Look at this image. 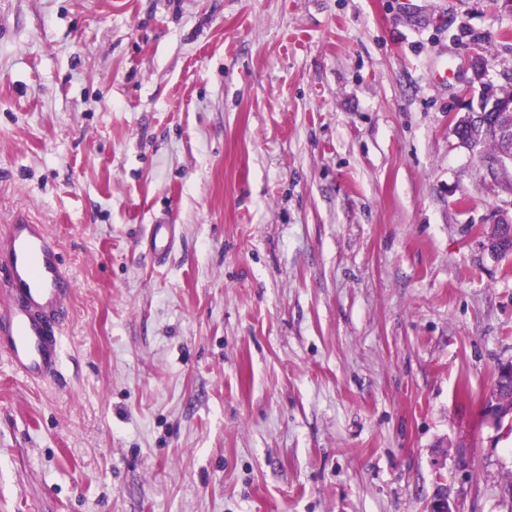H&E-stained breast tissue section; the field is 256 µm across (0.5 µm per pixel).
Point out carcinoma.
Listing matches in <instances>:
<instances>
[{"label": "carcinoma", "mask_w": 512, "mask_h": 512, "mask_svg": "<svg viewBox=\"0 0 512 512\" xmlns=\"http://www.w3.org/2000/svg\"><path fill=\"white\" fill-rule=\"evenodd\" d=\"M475 132L480 136L481 161L488 170L494 172L498 164H508L506 156L512 151V83L482 84L479 110L469 111L467 120L458 127V135L465 139ZM495 238L494 254L512 253V223L498 225Z\"/></svg>", "instance_id": "1"}]
</instances>
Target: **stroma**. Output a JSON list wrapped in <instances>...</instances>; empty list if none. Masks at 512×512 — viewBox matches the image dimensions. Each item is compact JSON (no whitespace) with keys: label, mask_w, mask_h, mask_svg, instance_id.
I'll return each instance as SVG.
<instances>
[{"label":"stroma","mask_w":512,"mask_h":512,"mask_svg":"<svg viewBox=\"0 0 512 512\" xmlns=\"http://www.w3.org/2000/svg\"><path fill=\"white\" fill-rule=\"evenodd\" d=\"M489 0H0V219L73 287L0 355V512H512V216L453 118ZM175 225L162 262L148 225Z\"/></svg>","instance_id":"stroma-1"}]
</instances>
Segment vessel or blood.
I'll use <instances>...</instances> for the list:
<instances>
[{"instance_id":"b4317fda","label":"vessel or blood","mask_w":512,"mask_h":512,"mask_svg":"<svg viewBox=\"0 0 512 512\" xmlns=\"http://www.w3.org/2000/svg\"><path fill=\"white\" fill-rule=\"evenodd\" d=\"M148 241L157 259H164L175 242L174 225H150ZM0 279L9 293L0 303V352L24 378L38 380L54 373L61 357L56 315L70 283L44 225L22 213L9 218L0 236Z\"/></svg>"}]
</instances>
